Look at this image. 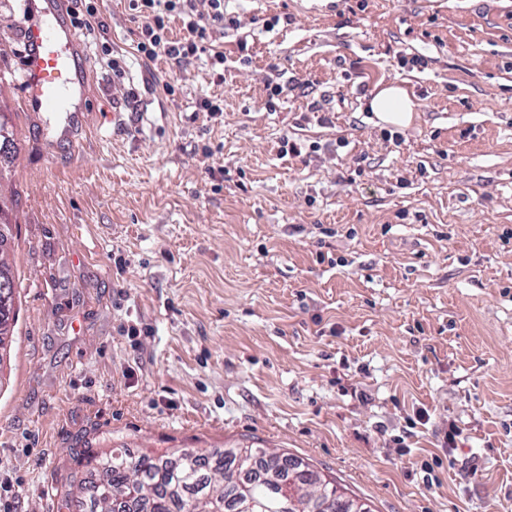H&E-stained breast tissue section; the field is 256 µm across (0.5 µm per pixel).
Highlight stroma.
<instances>
[{
    "label": "stroma",
    "instance_id": "stroma-1",
    "mask_svg": "<svg viewBox=\"0 0 512 512\" xmlns=\"http://www.w3.org/2000/svg\"><path fill=\"white\" fill-rule=\"evenodd\" d=\"M227 9L249 36H225L223 84L197 61L170 96L166 61L134 54L128 0H102V30L75 35L64 118L25 106L27 7L0 0V195L22 301L0 500L80 512L65 479L87 453L255 442L373 512H512V0ZM294 77L304 87L269 100L266 80ZM389 84L414 104L394 141L368 107ZM204 92L223 122L195 113ZM286 140L301 156H280Z\"/></svg>",
    "mask_w": 512,
    "mask_h": 512
}]
</instances>
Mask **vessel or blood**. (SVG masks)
<instances>
[{"label":"vessel or blood","instance_id":"vessel-or-blood-1","mask_svg":"<svg viewBox=\"0 0 512 512\" xmlns=\"http://www.w3.org/2000/svg\"><path fill=\"white\" fill-rule=\"evenodd\" d=\"M24 32L29 46L23 72L26 107L35 112L68 107L75 82L70 31L48 4L34 13Z\"/></svg>","mask_w":512,"mask_h":512}]
</instances>
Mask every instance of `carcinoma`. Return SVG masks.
I'll return each mask as SVG.
<instances>
[{
    "instance_id": "1",
    "label": "carcinoma",
    "mask_w": 512,
    "mask_h": 512,
    "mask_svg": "<svg viewBox=\"0 0 512 512\" xmlns=\"http://www.w3.org/2000/svg\"><path fill=\"white\" fill-rule=\"evenodd\" d=\"M9 288L8 319L16 336L20 295L14 268L0 262ZM193 450L178 449L168 455L145 451L130 454L114 448L88 456L77 466L90 467L96 479L86 481L73 473L71 489L89 504L88 512H277L274 505L287 492L295 512H353V503L336 479L312 468L288 474L287 488L279 485L282 468L294 457L249 443L240 448L198 451L195 467L185 461Z\"/></svg>"
}]
</instances>
